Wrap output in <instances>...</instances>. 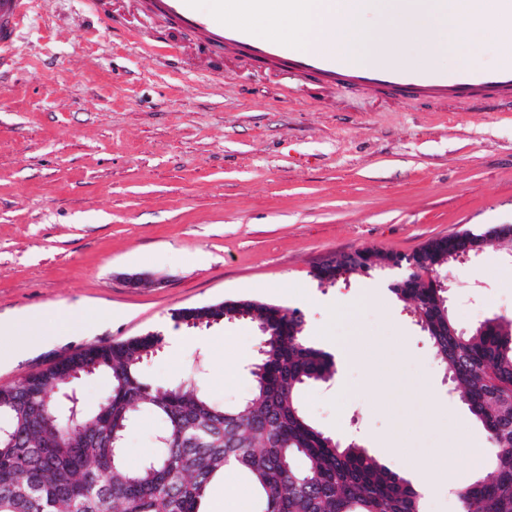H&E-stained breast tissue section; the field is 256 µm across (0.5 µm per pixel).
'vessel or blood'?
I'll list each match as a JSON object with an SVG mask.
<instances>
[{
    "label": "vessel or blood",
    "instance_id": "obj_1",
    "mask_svg": "<svg viewBox=\"0 0 512 512\" xmlns=\"http://www.w3.org/2000/svg\"><path fill=\"white\" fill-rule=\"evenodd\" d=\"M32 4L33 0H0V69L13 55ZM141 4L149 15L200 38L210 51L229 47L250 59L281 62L298 77L316 76L336 85L367 90L395 88L415 96L459 101L512 93V66L465 72L452 78L439 71L412 68L362 70L333 53H311L227 26L208 9L191 7L186 0H141Z\"/></svg>",
    "mask_w": 512,
    "mask_h": 512
}]
</instances>
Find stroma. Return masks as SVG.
<instances>
[{
	"label": "stroma",
	"mask_w": 512,
	"mask_h": 512,
	"mask_svg": "<svg viewBox=\"0 0 512 512\" xmlns=\"http://www.w3.org/2000/svg\"><path fill=\"white\" fill-rule=\"evenodd\" d=\"M112 24L83 0H35L0 82V318L76 313V328L0 364L22 383L90 344L149 332L157 386L197 376L227 405L252 391L259 334L244 320L176 326L175 310L252 299L300 310L311 342L337 352L363 336L375 362H338L305 389L308 419L353 439L414 485L418 468L469 411L420 326L389 285L353 273L322 287L327 257L364 248L409 254L428 241L512 224V102L461 104L318 86L232 52L216 56L161 27L137 0ZM176 46L149 53L141 38ZM491 41L411 65L480 69ZM466 331L512 317V249L496 243L444 271ZM256 512L242 473L217 479L208 512Z\"/></svg>",
	"instance_id": "35a3bbf8"
}]
</instances>
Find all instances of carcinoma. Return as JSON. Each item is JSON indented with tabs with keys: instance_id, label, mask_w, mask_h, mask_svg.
I'll return each instance as SVG.
<instances>
[{
	"instance_id": "carcinoma-1",
	"label": "carcinoma",
	"mask_w": 512,
	"mask_h": 512,
	"mask_svg": "<svg viewBox=\"0 0 512 512\" xmlns=\"http://www.w3.org/2000/svg\"><path fill=\"white\" fill-rule=\"evenodd\" d=\"M512 241L500 224L438 239L412 255L367 249L350 264L326 265L319 284L341 275L413 266L411 288L391 292L427 336L460 400L488 437L486 476L458 493L461 512H512V318L493 314L459 330L447 292L434 279L459 253L475 254L493 239ZM224 317L244 318L259 331L249 397L233 406L213 401L193 377L171 387L145 380L143 366L160 351L156 333L108 346L92 345L54 372L52 381L28 377L0 388V512H205L213 483L232 468L255 486L258 512H421L420 494L399 472L353 442L312 425L301 392L335 374L332 356L304 336L297 310L250 299L185 308L173 316L210 327ZM88 362L108 377L91 412L69 429L59 395L72 388L75 368ZM140 412L160 421L155 450L137 468L124 463V439Z\"/></svg>"
}]
</instances>
